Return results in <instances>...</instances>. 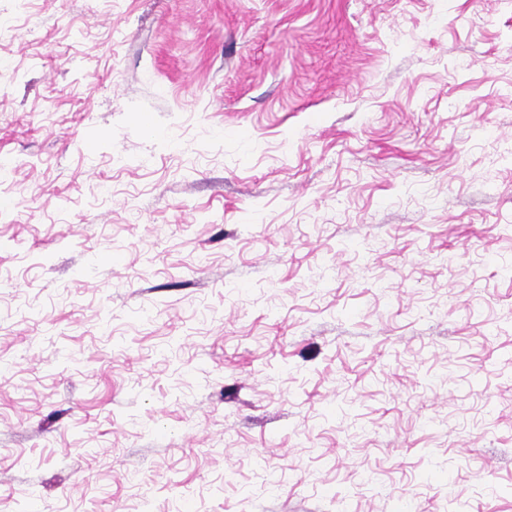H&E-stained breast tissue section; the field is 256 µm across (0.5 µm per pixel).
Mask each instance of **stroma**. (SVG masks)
Masks as SVG:
<instances>
[{
  "mask_svg": "<svg viewBox=\"0 0 512 512\" xmlns=\"http://www.w3.org/2000/svg\"><path fill=\"white\" fill-rule=\"evenodd\" d=\"M0 512H512V0H0Z\"/></svg>",
  "mask_w": 512,
  "mask_h": 512,
  "instance_id": "35a3bbf8",
  "label": "stroma"
}]
</instances>
